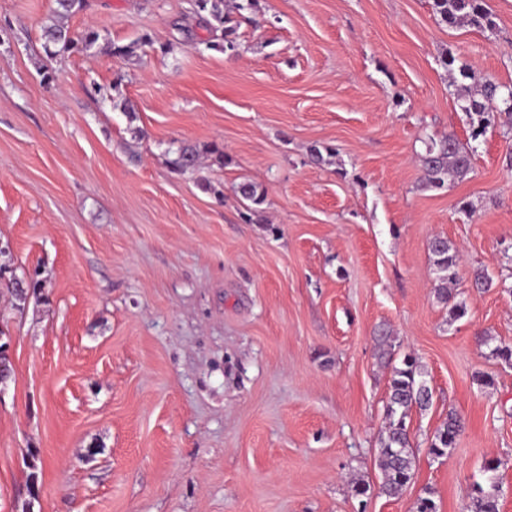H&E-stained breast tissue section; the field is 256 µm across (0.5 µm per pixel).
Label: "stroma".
I'll return each instance as SVG.
<instances>
[{"mask_svg": "<svg viewBox=\"0 0 512 512\" xmlns=\"http://www.w3.org/2000/svg\"><path fill=\"white\" fill-rule=\"evenodd\" d=\"M225 2L232 52L195 49L189 0H85L69 26L98 43L51 57L54 0H0V269L41 288L19 309L0 285V512H471L489 458L512 512V365L490 354L512 344V134L473 136L459 107L461 67L512 84V0H487L490 30L432 0ZM450 134L473 168L425 188ZM214 143L224 167L173 170ZM437 235L461 255L457 320ZM381 327L433 391L396 497ZM452 410L465 430L433 457ZM429 251L433 257L434 271L438 281L435 296L440 303L448 307V312L454 319L462 318L466 314V306L462 302L455 301L453 288H448V285L456 283L459 267L458 251L453 244L441 236L430 240Z\"/></svg>", "mask_w": 512, "mask_h": 512, "instance_id": "35a3bbf8", "label": "stroma"}]
</instances>
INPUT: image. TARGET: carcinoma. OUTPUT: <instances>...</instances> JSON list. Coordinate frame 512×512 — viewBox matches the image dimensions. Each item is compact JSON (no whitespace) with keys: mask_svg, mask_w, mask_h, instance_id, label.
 <instances>
[{"mask_svg":"<svg viewBox=\"0 0 512 512\" xmlns=\"http://www.w3.org/2000/svg\"><path fill=\"white\" fill-rule=\"evenodd\" d=\"M83 9V0H55V8L48 22L42 27L44 49L51 55L69 51L84 52L99 40V34L91 29L75 33L68 26V19ZM433 13L438 23L456 26L467 21L478 28L493 25L491 14L484 0H433ZM192 12L197 23L212 37L201 41L205 48L220 52L236 49L235 27L231 18L224 13V0H192ZM220 36H215V33ZM461 110L477 116V126L472 138L483 134L490 126L500 125L512 129V85L492 79L476 82V91L461 98ZM472 151L454 136L448 135L431 142L421 156L426 186L441 188L450 177L464 178L472 169ZM181 173L195 171L199 167V152L186 146L174 162ZM235 191L249 201L258 212L265 203V192L252 182L238 184ZM433 266L438 281L435 288L437 300L448 307L449 314L459 319L466 314V306L455 301L453 289L459 267L456 247L446 238L436 236L429 242ZM380 363L391 368L385 406V437L379 448V468L383 479L380 490L389 497L399 495L414 477L415 457L411 447L407 418L416 407L426 409L432 402V392L423 379V371L417 360L410 354L402 360H394V345L390 331L382 328L375 336ZM464 422L455 411H448V417L438 429L429 452L437 458L448 456L456 447L463 432ZM498 461L486 460L482 467L485 479L475 481L471 486V512H499V486L495 473Z\"/></svg>","mask_w":512,"mask_h":512,"instance_id":"carcinoma-1","label":"carcinoma"}]
</instances>
